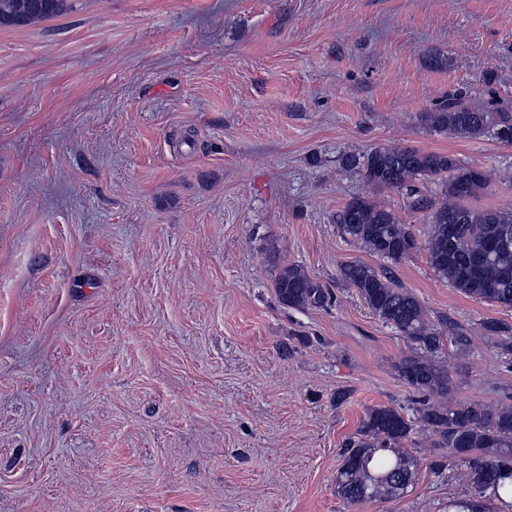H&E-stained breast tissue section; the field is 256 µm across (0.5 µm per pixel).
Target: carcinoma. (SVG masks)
I'll list each match as a JSON object with an SVG mask.
<instances>
[{"mask_svg": "<svg viewBox=\"0 0 512 512\" xmlns=\"http://www.w3.org/2000/svg\"><path fill=\"white\" fill-rule=\"evenodd\" d=\"M66 0H0V26H24L60 15ZM422 121L437 131L476 139L488 132L512 143V112L469 106L465 94L448 101ZM368 184L379 190L404 191L415 197L417 210L430 211L426 239L404 224L382 202L357 197L337 215L341 235L382 260L397 263L419 248L428 253L434 272L459 292L512 307V249L490 259V247L512 240V210H479L470 200L489 186V171L466 165L443 153L412 147L380 146L361 163ZM442 180L441 197L419 194L417 184ZM273 288L281 304L299 310L332 305V289L294 262L276 255ZM342 281L356 289L384 325L396 330L414 351L395 368L405 385L421 394L414 417L390 406L369 409L341 451L337 494L350 505L391 500L412 484L420 460L405 443L419 430L428 432L432 447L447 450L429 469L462 482L467 493L448 499V512H512V406L483 401H452L453 379L441 353L444 341L467 352L468 336L454 322L430 318L422 303L386 272L360 262L340 269Z\"/></svg>", "mask_w": 512, "mask_h": 512, "instance_id": "1", "label": "carcinoma"}]
</instances>
